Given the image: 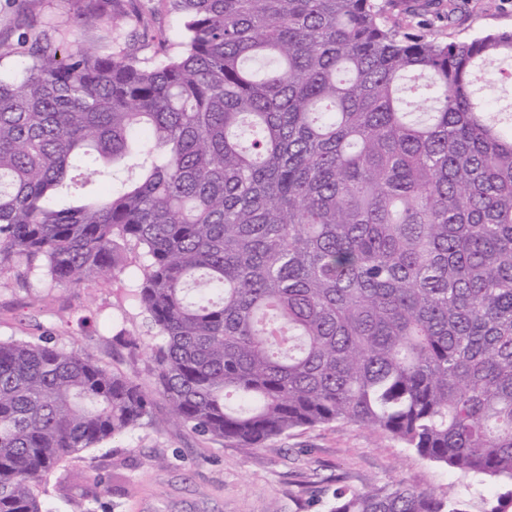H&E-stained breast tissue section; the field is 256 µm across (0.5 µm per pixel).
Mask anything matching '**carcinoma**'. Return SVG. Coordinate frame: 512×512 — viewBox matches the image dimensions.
Listing matches in <instances>:
<instances>
[{"label":"carcinoma","mask_w":512,"mask_h":512,"mask_svg":"<svg viewBox=\"0 0 512 512\" xmlns=\"http://www.w3.org/2000/svg\"><path fill=\"white\" fill-rule=\"evenodd\" d=\"M21 36L0 73V269L132 297L175 421L242 447L345 421L512 483V29L413 35L377 0H168L140 58ZM151 395L41 336L0 340V512L143 425ZM328 512H467L395 483Z\"/></svg>","instance_id":"obj_1"}]
</instances>
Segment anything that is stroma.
<instances>
[{"label": "stroma", "mask_w": 512, "mask_h": 512, "mask_svg": "<svg viewBox=\"0 0 512 512\" xmlns=\"http://www.w3.org/2000/svg\"><path fill=\"white\" fill-rule=\"evenodd\" d=\"M411 32L452 39L512 28V0H451L450 7L416 13L417 0H394ZM79 0H0V46L23 32H47L66 48L99 47L101 27L75 30ZM152 33L177 42L181 22L166 0H127ZM139 251L126 246L109 280L79 287L50 283L24 268L0 269V339L51 336L66 349L89 353L109 369L152 390L146 423L105 441L84 459L50 474L40 487L45 512H327L338 483L361 490L403 482L486 512L499 485L463 476L420 458L392 437L332 422L241 448L199 436L176 424L168 400L154 391L148 358L156 337L133 301ZM139 337L131 352L123 337ZM121 487L118 495L84 501L95 480Z\"/></svg>", "instance_id": "obj_1"}]
</instances>
